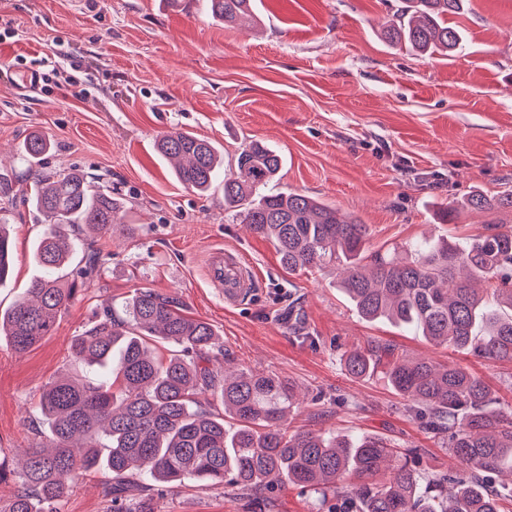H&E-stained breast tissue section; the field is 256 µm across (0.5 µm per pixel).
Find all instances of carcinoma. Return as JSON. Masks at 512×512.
Segmentation results:
<instances>
[{"label":"carcinoma","instance_id":"cac0c4a2","mask_svg":"<svg viewBox=\"0 0 512 512\" xmlns=\"http://www.w3.org/2000/svg\"><path fill=\"white\" fill-rule=\"evenodd\" d=\"M211 15L235 24L254 0H208ZM465 0H401L386 39L421 54L462 50L460 29L448 18ZM32 135L23 153L35 163L50 149ZM174 161L176 180L199 194L220 185L224 209L270 240L290 272L342 266L341 286L359 313L413 330L436 345L477 357L512 361V226L492 222L463 241L448 238L389 255L370 249L371 232L358 217L296 191L268 193L281 156L252 141L224 174L212 142L183 130L157 142ZM28 201L43 217L32 278L13 307L0 314V337L24 352L55 327L79 289L97 273L92 252L69 269L89 235L123 227L126 203L79 170L38 174ZM465 207L512 213V191L470 195ZM13 248L0 229V282L11 273ZM488 283L484 299L474 284ZM178 347L167 359L151 342ZM223 344L211 325L183 313L175 297L137 289L122 313L103 310L72 342V358L105 373L98 383L70 376L43 387L39 410L50 443L25 449L17 489L0 512H61L71 483L84 472H103L110 512H154L152 485L137 502L115 496L121 485L147 477L165 484L240 488L253 502L284 483L336 500L328 512H506L509 494L496 478L512 474V405L478 376L456 364L407 359L390 345L355 347L344 355L357 378L379 376L409 401L408 412L446 447L464 469L424 477L418 448L384 437L345 436L315 429L288 430L297 408L296 386L273 373L207 366ZM217 397L220 415L211 409Z\"/></svg>","mask_w":512,"mask_h":512}]
</instances>
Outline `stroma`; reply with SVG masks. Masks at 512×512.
<instances>
[{
    "label": "stroma",
    "mask_w": 512,
    "mask_h": 512,
    "mask_svg": "<svg viewBox=\"0 0 512 512\" xmlns=\"http://www.w3.org/2000/svg\"><path fill=\"white\" fill-rule=\"evenodd\" d=\"M258 23L225 27L206 0H0V219L13 239V270L0 312L38 272L42 226L27 198L34 171L82 170L131 205L129 231L101 237V272L51 336L17 353L0 340V453L19 465L46 433L43 386L72 369L75 336L134 289L178 298L212 325L229 359L295 383L304 397L292 428L381 436L422 451L427 472H457L386 381L355 378L342 354L392 345L407 358L453 362L512 404V363L461 354L384 321H369L338 286L334 267L291 273L273 244L224 210L221 188L202 196L176 182L156 142L187 130L213 142L232 170L258 140L279 152L271 187L353 212L374 249L448 236L468 238L490 217L442 224L440 205L512 189V0H467L453 56H418L382 34L398 0H257ZM55 74L49 84L32 76ZM48 137L31 166L23 143ZM241 252L261 285L232 307L209 278L213 250ZM299 305L308 339L288 309ZM102 474L81 476L62 512H108ZM266 509L233 487L164 488L155 512H327L318 495L284 485Z\"/></svg>",
    "instance_id": "1"
}]
</instances>
